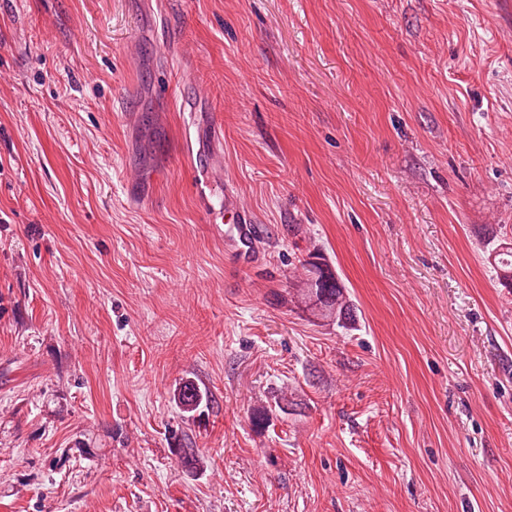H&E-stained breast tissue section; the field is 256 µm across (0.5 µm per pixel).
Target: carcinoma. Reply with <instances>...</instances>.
Instances as JSON below:
<instances>
[{
    "label": "carcinoma",
    "instance_id": "1",
    "mask_svg": "<svg viewBox=\"0 0 512 512\" xmlns=\"http://www.w3.org/2000/svg\"><path fill=\"white\" fill-rule=\"evenodd\" d=\"M488 263L496 272L501 285L512 288V241L502 239L488 255ZM302 268L305 270V279L296 285L292 298L314 317L344 329L349 328L355 321V309L335 272L315 253L303 260ZM192 391L200 395L202 402H210L207 391L191 380L186 381L174 394L175 401L186 412L189 411L185 404L187 393ZM173 452L181 466L187 470H194L202 463L198 449L194 448L191 438L186 434L181 435V443Z\"/></svg>",
    "mask_w": 512,
    "mask_h": 512
}]
</instances>
